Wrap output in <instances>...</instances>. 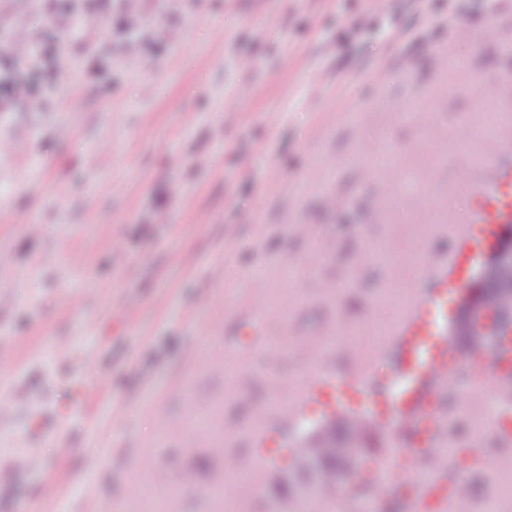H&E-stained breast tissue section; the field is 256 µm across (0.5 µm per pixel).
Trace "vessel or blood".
Segmentation results:
<instances>
[{
  "label": "vessel or blood",
  "mask_w": 512,
  "mask_h": 512,
  "mask_svg": "<svg viewBox=\"0 0 512 512\" xmlns=\"http://www.w3.org/2000/svg\"><path fill=\"white\" fill-rule=\"evenodd\" d=\"M485 103L498 121L483 137L479 156L462 150L465 134L443 137L452 146L451 158L462 165L449 193L467 204L465 216L452 210L445 215L453 227L451 248L419 268L410 306L374 354L353 360L346 372L310 379L293 399L264 409L256 441L260 462L248 495L257 494L287 457L298 456V449L273 442L317 407L327 418L345 419L354 434L374 429L389 441L384 472L364 480L369 500L406 487L408 512H454L467 479L456 457L441 451L448 398L456 396L473 411L480 407L458 385L461 330L493 346L490 390L499 411L494 439L512 453V286L492 298L474 275L477 266H492L512 248V78L490 82Z\"/></svg>",
  "instance_id": "vessel-or-blood-1"
}]
</instances>
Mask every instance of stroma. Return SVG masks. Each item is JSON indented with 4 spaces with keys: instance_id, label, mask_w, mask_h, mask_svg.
Wrapping results in <instances>:
<instances>
[{
    "instance_id": "1",
    "label": "stroma",
    "mask_w": 512,
    "mask_h": 512,
    "mask_svg": "<svg viewBox=\"0 0 512 512\" xmlns=\"http://www.w3.org/2000/svg\"><path fill=\"white\" fill-rule=\"evenodd\" d=\"M138 11L133 22L127 0H0V43L44 45L38 58L0 54V89L14 93L0 112V512H45L52 472L87 478L57 512H160L175 487V512H224L199 490L225 459L256 465L271 379L293 394L341 372L351 351L379 347L369 317H397L377 299L404 274L372 259V241L425 259L451 244L412 185L452 184L460 168L436 161L438 141L407 113L460 128L512 58L487 0H417L411 16L371 0ZM59 13L72 25L57 28ZM461 25L474 34L455 48L465 63L439 77L430 60ZM61 57L76 66L68 90L47 81ZM29 82L39 91L19 93ZM363 141L413 162L393 181L363 180ZM414 208L428 220L419 238L399 221ZM370 209L382 223H363ZM287 256L303 277L289 278ZM250 284L270 312L250 309ZM130 305L140 315L128 323ZM152 395L155 413L142 405ZM145 454L154 466L136 469ZM312 467L288 462L249 512L364 506L353 474L313 490ZM132 479L151 495L123 497ZM469 479L459 512H512V495Z\"/></svg>"
}]
</instances>
